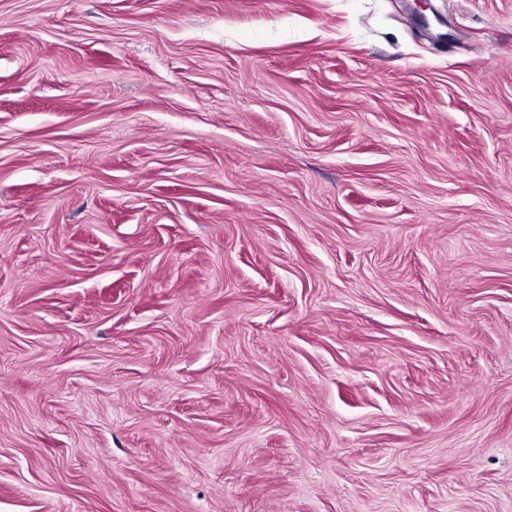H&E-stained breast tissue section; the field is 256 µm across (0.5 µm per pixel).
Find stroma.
I'll return each mask as SVG.
<instances>
[{
    "mask_svg": "<svg viewBox=\"0 0 512 512\" xmlns=\"http://www.w3.org/2000/svg\"><path fill=\"white\" fill-rule=\"evenodd\" d=\"M0 0V512H512V0Z\"/></svg>",
    "mask_w": 512,
    "mask_h": 512,
    "instance_id": "obj_1",
    "label": "stroma"
}]
</instances>
